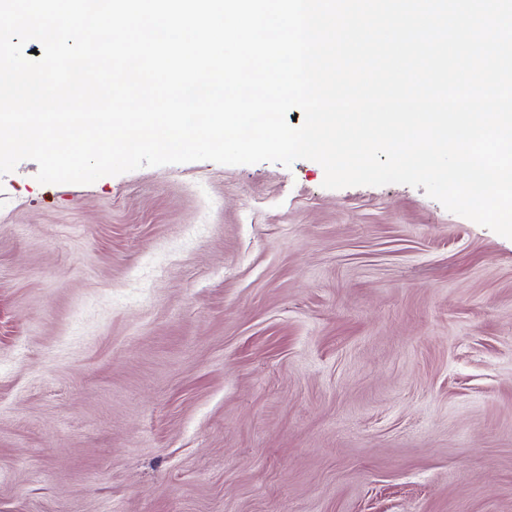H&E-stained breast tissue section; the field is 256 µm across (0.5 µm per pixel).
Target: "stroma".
Instances as JSON below:
<instances>
[{
  "mask_svg": "<svg viewBox=\"0 0 512 512\" xmlns=\"http://www.w3.org/2000/svg\"><path fill=\"white\" fill-rule=\"evenodd\" d=\"M0 176V512H512V239L403 184Z\"/></svg>",
  "mask_w": 512,
  "mask_h": 512,
  "instance_id": "obj_1",
  "label": "stroma"
}]
</instances>
